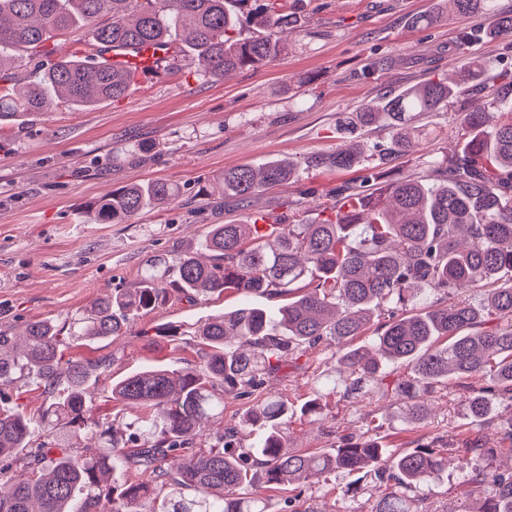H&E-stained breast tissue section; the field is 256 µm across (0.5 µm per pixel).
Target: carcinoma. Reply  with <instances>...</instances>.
<instances>
[{
  "label": "carcinoma",
  "mask_w": 512,
  "mask_h": 512,
  "mask_svg": "<svg viewBox=\"0 0 512 512\" xmlns=\"http://www.w3.org/2000/svg\"><path fill=\"white\" fill-rule=\"evenodd\" d=\"M0 0V131L62 101L76 110L122 97L140 65L113 64L97 50L134 55L143 46L179 45L162 59L172 73L197 64L217 83L224 75L258 67L286 52L282 29L301 25V0ZM448 12L491 20L497 36L512 39V14L498 0H448ZM87 38L59 53L57 38L76 28ZM40 59L37 67L27 64ZM26 70L16 80L17 70ZM469 83L498 95L485 60L473 57L453 78L438 73L399 94L343 113L336 123L348 143L327 157L351 169L390 162L427 140L419 124L429 112L454 104ZM505 121L488 112L458 113L464 147L420 176L386 171L381 188L344 189L323 204L331 216L312 224H285L277 235L253 224H211L194 251L152 256L134 288H116L62 322L32 320L22 352L0 332V388L22 378L42 390L38 412L0 410V512H270L267 499L246 487L294 485L336 469L376 476L386 492L371 512H412L411 493L448 466V442L420 441L391 453L375 440L339 437L336 447L300 453L285 443L293 412L265 392L270 378L326 341L345 353L352 393L387 377L392 365L412 376L392 388L411 401L407 420L430 416L423 394L459 381L474 421L488 424L485 393L512 402V109ZM388 131L389 145L371 154L355 141L361 128ZM283 159L239 165L218 178L224 197L247 199L298 177ZM177 187L165 181L127 184L84 209L91 224H126L168 205ZM480 288L475 305L459 292ZM228 290L280 299L270 312L243 306L214 314L191 329L168 325L158 336H193L198 361L171 369L148 365L112 383V400L144 410L128 434L96 416L92 389L107 360L63 359L79 341L113 340L127 325L176 296L190 303ZM436 300L416 306L419 294ZM372 332L370 345L353 341ZM487 383L477 389L474 380ZM262 399L230 426H213L224 397ZM253 436L246 443L243 431ZM41 434L42 441L33 440ZM470 469V512H512V470L494 464L476 431L456 441ZM129 473L146 479L127 480Z\"/></svg>",
  "instance_id": "obj_1"
}]
</instances>
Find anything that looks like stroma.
<instances>
[{"label": "stroma", "instance_id": "1", "mask_svg": "<svg viewBox=\"0 0 512 512\" xmlns=\"http://www.w3.org/2000/svg\"><path fill=\"white\" fill-rule=\"evenodd\" d=\"M303 5L302 27L282 36L287 54L263 66L237 70L218 83L190 67L155 82H134L121 98L89 109L61 103L31 116L0 151V331L18 332L34 319L61 321L98 295L134 287L147 258L196 249L208 225L246 224L270 210L290 224L317 221L320 202L365 175L361 168L339 171L323 163L340 144V113L381 101L430 75L455 73L472 56L484 58L500 83L512 81V46L489 35L459 46V32L472 23L445 18L446 0H303ZM433 12L442 14L441 22L411 26L413 16ZM424 121L436 137L420 152L393 160L403 174L425 173L461 144L455 108L430 113ZM274 158L297 162L299 179L245 201L201 196V187L224 170ZM148 180L174 184L175 205L125 224L84 223L86 203ZM245 304L263 307L267 301L234 291L198 304L172 299L137 317L119 342L82 343L66 355L91 361L113 357L108 375L96 383V413L121 424L135 411L112 401L113 380L148 364L184 368L197 360L190 337L173 341L155 335L156 327L189 325ZM335 363L331 349L321 345L272 378V393L287 398L295 411L323 382L336 385L326 397V418L293 416L289 448H329L337 433L371 426L379 442L399 451L431 435L453 441L471 428L456 382L428 396L431 416L414 426L385 389L347 392L349 376ZM463 479V471L453 466L439 473L416 492L419 512H461ZM356 480L362 489L349 501L350 512H370L383 484L343 470L308 490L315 512H337L335 488Z\"/></svg>", "mask_w": 512, "mask_h": 512}]
</instances>
